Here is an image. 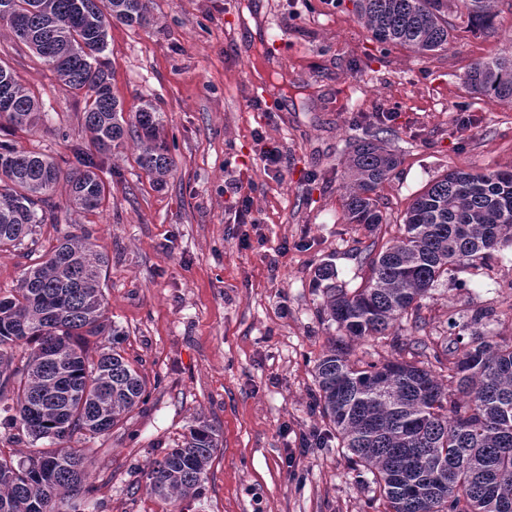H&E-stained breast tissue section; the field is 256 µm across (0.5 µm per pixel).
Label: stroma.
Instances as JSON below:
<instances>
[{"mask_svg": "<svg viewBox=\"0 0 512 512\" xmlns=\"http://www.w3.org/2000/svg\"><path fill=\"white\" fill-rule=\"evenodd\" d=\"M245 2L150 0L148 26L113 24L112 93L128 113L154 104L174 166L156 184L127 141L102 161V208H70L62 184L54 223L34 229L38 252L85 230L108 254L107 316L125 331L123 355L148 392L111 432L71 439L90 492L58 496L55 512H382L372 474L313 409L314 363L339 334L316 275L328 263L336 285L363 286L366 246L398 236L428 183L455 170H512V106L463 85L471 64L512 47V0H497L486 35L448 5L455 37L425 56L375 42L354 0H254L259 36L249 41ZM272 35L281 52L267 47ZM0 56L48 114L0 140L69 168L71 144L89 141L84 98L3 23ZM257 65L268 67L265 90L280 111L249 98ZM378 118L401 163L377 191L385 222L371 234L344 222L342 184L352 145ZM268 143L282 153L281 171L259 159ZM491 263L492 276L449 270L420 302V329L404 323L399 335L441 348L466 342L472 314L488 309L483 333L512 338V245ZM200 418L220 434L201 494L175 504L147 494L149 464Z\"/></svg>", "mask_w": 512, "mask_h": 512, "instance_id": "35a3bbf8", "label": "stroma"}]
</instances>
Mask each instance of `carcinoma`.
Returning <instances> with one entry per match:
<instances>
[{"label":"carcinoma","instance_id":"cac0c4a2","mask_svg":"<svg viewBox=\"0 0 512 512\" xmlns=\"http://www.w3.org/2000/svg\"><path fill=\"white\" fill-rule=\"evenodd\" d=\"M149 0H0V22L62 84L86 97L89 145L74 148L68 171L45 155L0 141V249L20 248L33 227L54 220L51 194L60 182L75 208L93 211L106 184L94 154L136 141L137 165L161 183L173 168L162 117L148 102L125 116L112 95L106 52L112 22L150 23ZM444 0H355L357 17L379 44L418 54L444 50L454 27ZM470 30L493 29L496 0H459ZM464 84L471 93L512 104V51L477 61ZM0 129L28 131L41 104L0 60ZM376 128L353 146L345 164L344 219L373 231L383 223L377 190L400 164ZM512 243V170L451 171L416 196L400 235L370 258L365 285L326 287L324 312L353 341L389 335L402 322L419 327L420 300L448 269H477ZM108 255L85 231L64 238L24 268L0 295V402L12 401L18 429L45 446L15 464L0 458V512H52L62 491L88 492L83 456L64 446L76 434L112 431L147 396L123 356L124 332L106 316L103 273ZM107 348L93 350L89 338ZM24 353L14 364L13 349ZM413 360L350 358L331 342L316 360V408L351 461L369 470L383 512H512V340L481 333L457 355L417 338L401 343ZM219 434L206 420L154 461L146 491L181 501L201 493Z\"/></svg>","mask_w":512,"mask_h":512}]
</instances>
